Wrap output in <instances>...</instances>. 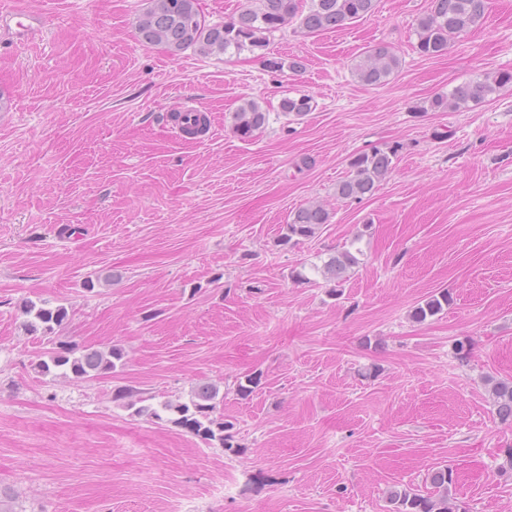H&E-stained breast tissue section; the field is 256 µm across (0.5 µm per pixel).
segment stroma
Instances as JSON below:
<instances>
[{"label":"stroma","mask_w":512,"mask_h":512,"mask_svg":"<svg viewBox=\"0 0 512 512\" xmlns=\"http://www.w3.org/2000/svg\"><path fill=\"white\" fill-rule=\"evenodd\" d=\"M148 5L0 0V497L15 512H389L391 491L447 465L466 512H512V424L489 386L512 381V89L414 109L512 70V0H487L483 25L435 58L414 49L430 0H378L317 36L288 24L270 51L299 59L295 76L246 51L144 46ZM8 12L46 25L17 42ZM378 43L402 65L366 86L354 66ZM299 94L313 111L282 116ZM246 98L269 114L250 141L231 131ZM186 101L209 120L195 140L169 120ZM387 144L398 157L374 194L338 199L351 158ZM311 203L329 224L279 245ZM352 243L341 287L304 282ZM442 290L448 306L413 321ZM40 299L70 310L51 340L22 327ZM111 345L123 363L95 379L33 369L63 346ZM202 384L219 389L233 449L113 399ZM512 88V71L503 70L487 74L482 80L465 81L414 106L418 112L459 111L469 107L470 102L485 99L503 88Z\"/></svg>","instance_id":"1"}]
</instances>
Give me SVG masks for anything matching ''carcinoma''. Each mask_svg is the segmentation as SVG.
<instances>
[{"mask_svg":"<svg viewBox=\"0 0 512 512\" xmlns=\"http://www.w3.org/2000/svg\"><path fill=\"white\" fill-rule=\"evenodd\" d=\"M377 0H249L240 12L222 24H210L201 15L196 0H151L150 7L139 17L136 32L139 41L147 47H159L173 56L191 49L208 57L240 54L244 51L265 56L270 38L289 23L295 21L308 35L344 28L375 12ZM486 16V0H431L426 16L415 29L416 49L425 57H438L448 46L474 28L481 26ZM401 60L393 49L379 43L365 52L356 64L355 75L367 86H381L398 72ZM512 88V71L503 70L487 74L481 80L465 81L446 93L417 103L416 112H448L469 107L500 90ZM313 110V98L306 94L287 96L280 101L279 111L301 117ZM181 131L195 136L206 125L205 115H186L181 118ZM269 121L267 112L257 101L245 99L232 115V131L241 140H249ZM398 149L374 148L369 153L355 155L350 161V174L336 184V197L343 200H361L374 193L377 184L392 169ZM330 214L320 204H309L296 210L288 223L280 227L279 243L298 245L315 238L322 226L329 223ZM359 263L351 249L343 248L330 256L323 265L311 270L338 284L346 280L347 272ZM448 304V292L432 295L418 304L411 317L423 322L443 310ZM23 314L28 317L25 327L41 332L46 338L69 323L67 306L50 305L43 300L27 301ZM124 358L122 348L114 345L107 350H86L74 355V350H61L47 360L34 365L37 373L47 376L54 371L75 382L85 381L116 369ZM219 389L203 384L191 391L186 401L164 400L153 402L154 396H145L138 390H119L115 400L125 402L139 417L157 420L168 415V420L210 443L231 449L233 423L217 412ZM492 397L498 417L512 422V382L496 381L492 384ZM430 488L394 491L389 497L393 512H451L449 487L455 481L453 470L447 466L432 471Z\"/></svg>","mask_w":512,"mask_h":512,"instance_id":"1","label":"carcinoma"}]
</instances>
